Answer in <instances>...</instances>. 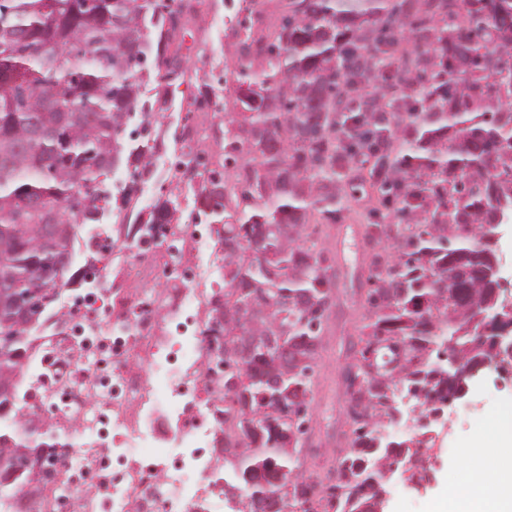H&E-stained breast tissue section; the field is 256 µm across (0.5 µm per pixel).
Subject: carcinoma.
Listing matches in <instances>:
<instances>
[{"label":"carcinoma","instance_id":"carcinoma-1","mask_svg":"<svg viewBox=\"0 0 512 512\" xmlns=\"http://www.w3.org/2000/svg\"><path fill=\"white\" fill-rule=\"evenodd\" d=\"M264 36L245 26L239 54L256 50L207 140L214 167L184 163L178 185L197 197L224 247V496L240 512H309L301 474L316 359L335 282L306 226L336 223L351 160L392 208L369 224L382 246L368 279L367 323L347 366L353 426L336 467L348 512H374L397 448L382 433L390 404L412 392L425 411L498 356L480 316L501 308L489 278L498 208L512 205V0H278ZM178 17L151 0H0V279L43 322L51 296L97 274L59 257L79 231L121 210L107 174L147 170L151 127L167 94L145 81L185 76L167 54ZM160 195L130 224L138 241L177 224ZM0 314V378L30 356L35 329ZM255 341L246 357L235 344ZM446 348L459 366L431 361ZM0 413V507L44 480L31 458L47 443L20 436Z\"/></svg>","mask_w":512,"mask_h":512}]
</instances>
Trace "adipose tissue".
Returning <instances> with one entry per match:
<instances>
[{
    "instance_id": "adipose-tissue-1",
    "label": "adipose tissue",
    "mask_w": 512,
    "mask_h": 512,
    "mask_svg": "<svg viewBox=\"0 0 512 512\" xmlns=\"http://www.w3.org/2000/svg\"><path fill=\"white\" fill-rule=\"evenodd\" d=\"M502 460L495 474L469 469L452 500L453 512H512V417L494 425Z\"/></svg>"
}]
</instances>
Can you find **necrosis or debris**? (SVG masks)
<instances>
[{
  "label": "necrosis or debris",
  "instance_id": "1",
  "mask_svg": "<svg viewBox=\"0 0 512 512\" xmlns=\"http://www.w3.org/2000/svg\"><path fill=\"white\" fill-rule=\"evenodd\" d=\"M152 165L124 213L94 227L107 285L68 294L25 376L19 431H51L62 451L34 512H226L224 302L213 225L165 226L128 245L126 218L145 192L179 172L196 144L153 140Z\"/></svg>",
  "mask_w": 512,
  "mask_h": 512
}]
</instances>
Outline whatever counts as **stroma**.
Segmentation results:
<instances>
[{
    "mask_svg": "<svg viewBox=\"0 0 512 512\" xmlns=\"http://www.w3.org/2000/svg\"><path fill=\"white\" fill-rule=\"evenodd\" d=\"M198 24V17H190L184 32L181 55L187 75L173 100L177 112L186 111L188 100L211 83L215 71L227 72L233 66L232 42L225 38L223 29L202 32ZM370 168V159L363 157L346 169L342 207L335 223L323 225L318 238L336 275L335 304L317 359L309 408L321 460L336 448L337 431L349 428L339 386L342 373L356 354L363 303L370 287L362 232L364 225L376 222L380 206V195L369 182ZM458 406V413L447 426L435 427L427 436V477L420 481L396 475L388 478L384 512H436L449 491L460 483L471 454L498 461L497 441L490 426L500 416L512 415V377L503 378L482 368Z\"/></svg>",
    "mask_w": 512,
    "mask_h": 512,
    "instance_id": "stroma-1",
    "label": "stroma"
}]
</instances>
